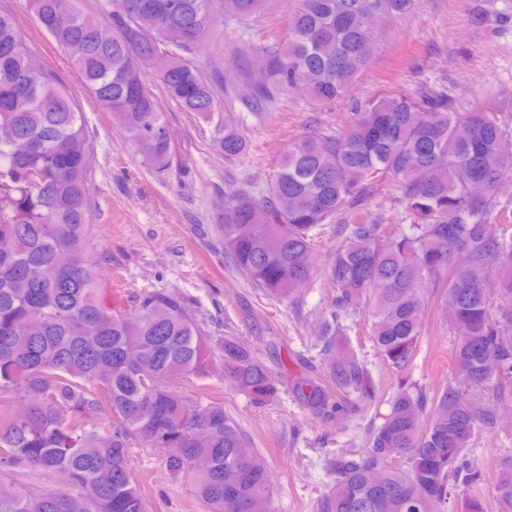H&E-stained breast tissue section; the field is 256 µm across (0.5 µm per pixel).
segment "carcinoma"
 <instances>
[{
    "instance_id": "obj_1",
    "label": "carcinoma",
    "mask_w": 512,
    "mask_h": 512,
    "mask_svg": "<svg viewBox=\"0 0 512 512\" xmlns=\"http://www.w3.org/2000/svg\"><path fill=\"white\" fill-rule=\"evenodd\" d=\"M266 0H115L96 20L75 0H30L91 97L112 113L141 163L158 175L177 163L153 83L184 112L213 124L227 159L245 136L217 110L223 73L204 77L186 59L213 21H239ZM417 0H292L287 38L260 48L267 70L239 61L244 92L261 115L286 93L329 102L346 93L377 45L371 16L413 12ZM65 26L54 25L61 12ZM34 48L0 10V512H147L131 475L132 448L161 453L186 475L208 512H274L267 465L238 422L211 396L178 387L229 379L262 405L276 394L266 365L234 337L214 340L172 292L133 297L129 310L102 298L89 251L94 142L62 75L31 63ZM352 124L293 143L267 192L228 186L219 227L224 253L259 288L288 297L315 271L325 221L360 206L385 180L402 211L345 225L325 267L335 310L316 345L324 373L293 378V399L315 418L354 414L372 397L368 363L346 320L361 309L382 361L406 370L429 306L456 335L455 371L491 393L463 397L453 382L427 392L400 383L366 449L325 459L335 477L322 512H448L459 486L482 480L465 453L481 429L512 411V208L499 198L512 173V134L485 104L465 110L443 87L391 91L354 103ZM452 292L451 309L437 305ZM402 454L399 465L392 464ZM496 512H512V455L500 458ZM37 473L78 490H39Z\"/></svg>"
}]
</instances>
